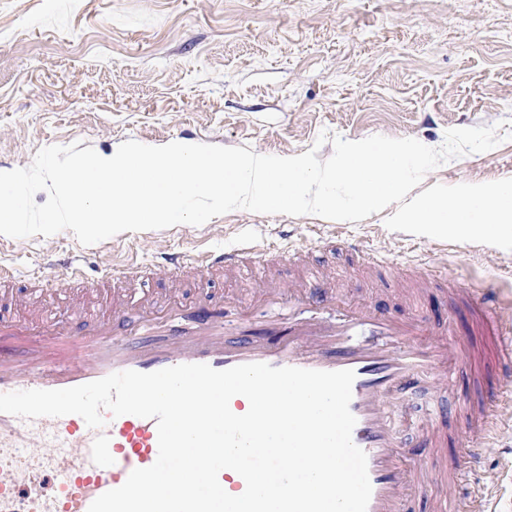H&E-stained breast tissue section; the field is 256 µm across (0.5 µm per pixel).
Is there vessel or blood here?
I'll return each instance as SVG.
<instances>
[{"instance_id": "b4317fda", "label": "vessel or blood", "mask_w": 512, "mask_h": 512, "mask_svg": "<svg viewBox=\"0 0 512 512\" xmlns=\"http://www.w3.org/2000/svg\"><path fill=\"white\" fill-rule=\"evenodd\" d=\"M251 238L228 248L164 252L153 271L178 273L239 268L257 255ZM38 279L57 286L99 288L105 278H88L80 264L48 261ZM317 297L335 308L336 318L314 316L255 324L241 318L228 323L223 296L210 292L194 300L129 311L116 304L109 316L96 318L88 333H76L36 314L21 321L0 316V393L64 389L135 370L149 373L180 364L203 363L217 370L254 362L309 370H353L350 410L356 418L354 444L367 456L372 494L367 512H409L408 492L431 486L429 472L404 465L403 430L416 435L417 448L438 455L448 428L437 407L419 410L424 391L442 386L446 369L462 363L456 347L428 343L430 322L400 319L347 302L324 282L314 281ZM476 327L495 338L491 364L475 368L478 380L512 375V334L501 328L498 296L467 288L457 291ZM377 336L374 344L357 340L360 329ZM465 430L496 439L512 404L491 394L482 407L464 406ZM158 457L155 420L135 415L107 418L89 428L82 417L23 419L0 413V512H88L103 493L122 486L129 474L153 465ZM453 501L463 512H488L459 467L449 470Z\"/></svg>"}]
</instances>
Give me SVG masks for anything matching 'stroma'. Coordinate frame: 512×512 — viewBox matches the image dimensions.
Listing matches in <instances>:
<instances>
[{
	"instance_id": "1",
	"label": "stroma",
	"mask_w": 512,
	"mask_h": 512,
	"mask_svg": "<svg viewBox=\"0 0 512 512\" xmlns=\"http://www.w3.org/2000/svg\"><path fill=\"white\" fill-rule=\"evenodd\" d=\"M497 126L493 149L454 158L420 187L512 178V0H0V171L29 166L38 150L75 142L107 153L122 142L173 141L242 147L284 156L318 147L321 132L347 140L411 137L441 147L451 128ZM379 212L358 222L316 215L234 210L201 226L126 231L82 245L72 231L15 239L0 235V263L14 268L58 321L72 319L79 288H43L30 272L51 257L77 259L93 275L128 255L228 247L263 240L288 225L292 255L269 254L238 277L187 271L139 283V305L206 288L248 299L267 277L308 289L319 270L374 311L451 327L477 355L483 339L448 288H494L512 326V251L389 230ZM360 243L387 257L372 280L347 252ZM446 276L412 300L402 296L422 271ZM443 397L452 432L442 459L404 456L426 468L452 463L471 440L458 431L460 404L474 399L469 369L457 366ZM469 482L490 493L493 512H512V455L485 448Z\"/></svg>"
}]
</instances>
